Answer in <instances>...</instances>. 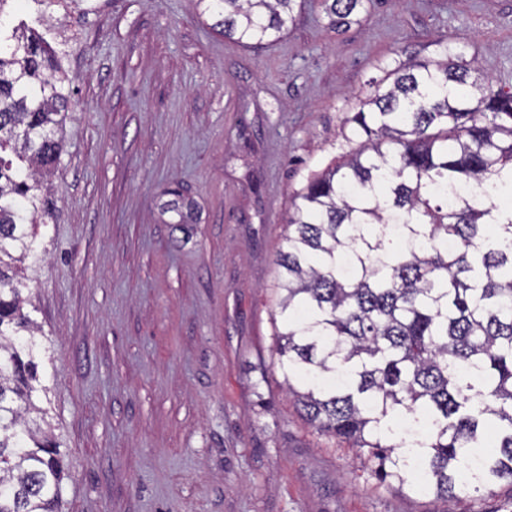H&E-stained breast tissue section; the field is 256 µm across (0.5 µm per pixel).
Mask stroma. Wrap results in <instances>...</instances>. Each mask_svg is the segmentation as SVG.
Masks as SVG:
<instances>
[{
	"mask_svg": "<svg viewBox=\"0 0 512 512\" xmlns=\"http://www.w3.org/2000/svg\"><path fill=\"white\" fill-rule=\"evenodd\" d=\"M447 47L512 91V0H375L336 30L307 0L256 47L193 0H106L83 23L26 261L62 512H512L505 490L448 506L379 485L273 365L293 192L349 151L346 117L395 60Z\"/></svg>",
	"mask_w": 512,
	"mask_h": 512,
	"instance_id": "35a3bbf8",
	"label": "stroma"
}]
</instances>
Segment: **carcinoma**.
Instances as JSON below:
<instances>
[{"instance_id": "obj_1", "label": "carcinoma", "mask_w": 512, "mask_h": 512, "mask_svg": "<svg viewBox=\"0 0 512 512\" xmlns=\"http://www.w3.org/2000/svg\"><path fill=\"white\" fill-rule=\"evenodd\" d=\"M0 0V512H61L65 465L24 312L28 226L64 150L66 51ZM246 45L305 0H195ZM371 0H322L329 25ZM349 118L359 148L293 195L276 254V359L302 418L387 487L512 491V92L446 52L406 60Z\"/></svg>"}]
</instances>
